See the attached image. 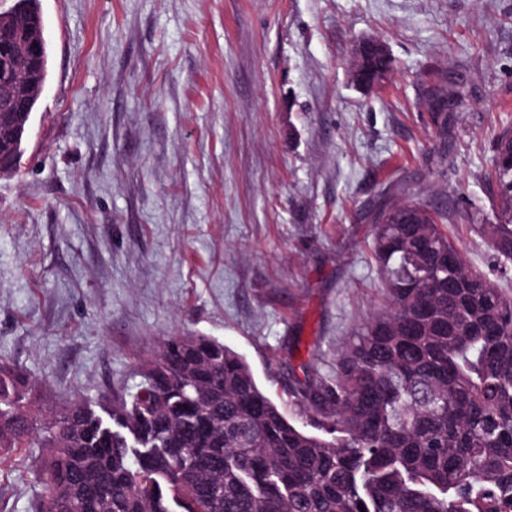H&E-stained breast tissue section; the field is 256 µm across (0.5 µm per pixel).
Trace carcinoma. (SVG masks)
Listing matches in <instances>:
<instances>
[{
    "label": "carcinoma",
    "instance_id": "1",
    "mask_svg": "<svg viewBox=\"0 0 512 512\" xmlns=\"http://www.w3.org/2000/svg\"><path fill=\"white\" fill-rule=\"evenodd\" d=\"M42 34L37 0L0 16ZM39 96L0 143L13 173ZM495 224L512 260V169L494 161ZM367 218L387 306L304 394L322 433L291 423L249 364L207 336H171L112 404L33 413L37 385L0 363V458L37 448V512H512V298L473 273L447 212L386 199Z\"/></svg>",
    "mask_w": 512,
    "mask_h": 512
}]
</instances>
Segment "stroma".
<instances>
[{"label": "stroma", "mask_w": 512, "mask_h": 512, "mask_svg": "<svg viewBox=\"0 0 512 512\" xmlns=\"http://www.w3.org/2000/svg\"><path fill=\"white\" fill-rule=\"evenodd\" d=\"M48 77L0 179V362L50 412L134 390L170 336L224 343L296 395L384 303L366 211L453 206L467 266L512 296L478 225L512 126V0H38ZM392 75L359 89L357 45ZM449 94L438 137L429 96ZM0 462V512L43 494Z\"/></svg>", "instance_id": "35a3bbf8"}]
</instances>
